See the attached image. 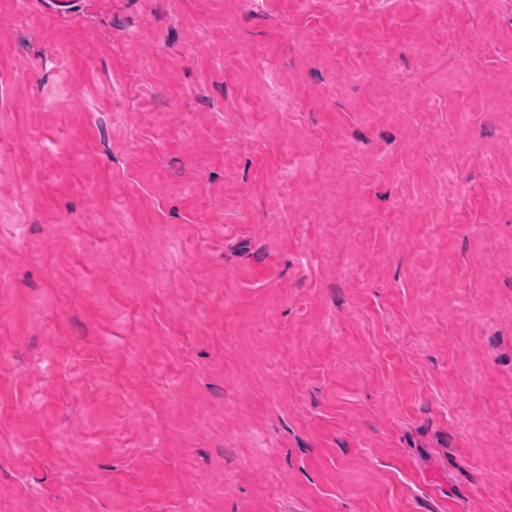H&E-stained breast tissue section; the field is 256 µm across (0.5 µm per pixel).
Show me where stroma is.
<instances>
[{"label": "stroma", "instance_id": "obj_1", "mask_svg": "<svg viewBox=\"0 0 512 512\" xmlns=\"http://www.w3.org/2000/svg\"><path fill=\"white\" fill-rule=\"evenodd\" d=\"M0 0V512H512V0Z\"/></svg>", "mask_w": 512, "mask_h": 512}]
</instances>
